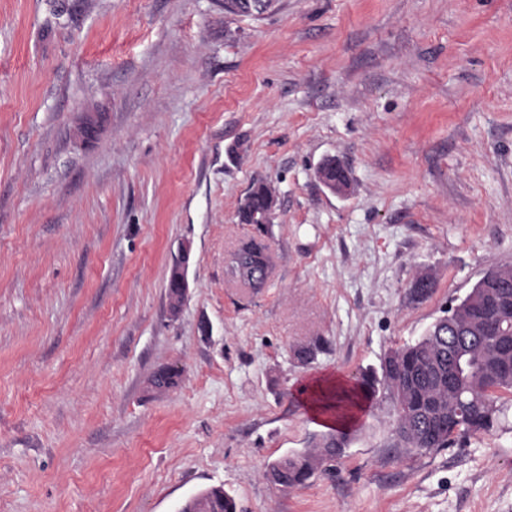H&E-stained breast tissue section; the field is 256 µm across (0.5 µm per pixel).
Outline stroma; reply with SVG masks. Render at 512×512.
<instances>
[{
	"label": "stroma",
	"instance_id": "35a3bbf8",
	"mask_svg": "<svg viewBox=\"0 0 512 512\" xmlns=\"http://www.w3.org/2000/svg\"><path fill=\"white\" fill-rule=\"evenodd\" d=\"M257 178L262 230L237 217ZM255 234L259 293L229 272ZM505 266L512 0H0V512L212 487L239 512H512L507 396L489 433L418 451L381 392L304 487L263 476L327 432L315 381L355 384ZM164 365L181 384L153 391ZM319 174L324 185H329L328 181L333 183L332 187H336V194H343L349 187V173L345 168H336L335 159L323 161L319 167Z\"/></svg>",
	"mask_w": 512,
	"mask_h": 512
}]
</instances>
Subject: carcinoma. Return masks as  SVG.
<instances>
[{"label":"carcinoma","instance_id":"1","mask_svg":"<svg viewBox=\"0 0 512 512\" xmlns=\"http://www.w3.org/2000/svg\"><path fill=\"white\" fill-rule=\"evenodd\" d=\"M319 174L322 183H333L338 194L349 187L348 171L336 167L334 159L323 161ZM272 196L265 181L254 182L239 208L240 223L266 224ZM269 260L267 244L250 237L240 242L230 271L244 286L259 291L266 279L254 272L268 267ZM505 318L512 321V267L485 275L449 317L433 324L416 342L391 350L388 374H361V392L369 397L380 387L389 392L397 431L412 448H446L454 444L448 439L454 431L459 438L490 431L499 413L497 393H512V335H494L489 327ZM462 355L472 369L455 376L453 370ZM182 375L162 367L153 375L151 386L175 388ZM348 441L346 432L322 434L313 438L306 451L279 458L269 468L282 488H298L316 473L319 463L339 457ZM180 512H237V503L223 489L211 488L192 497Z\"/></svg>","mask_w":512,"mask_h":512}]
</instances>
